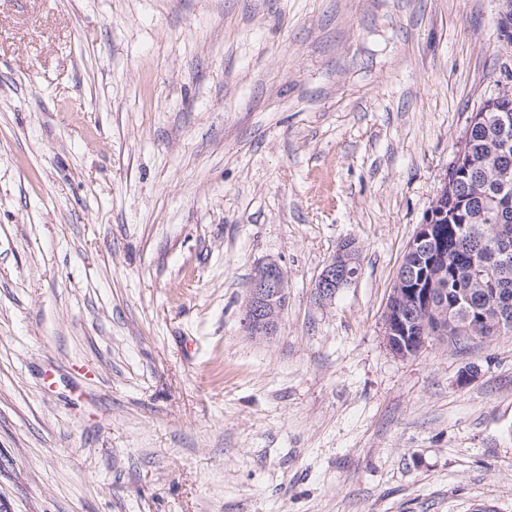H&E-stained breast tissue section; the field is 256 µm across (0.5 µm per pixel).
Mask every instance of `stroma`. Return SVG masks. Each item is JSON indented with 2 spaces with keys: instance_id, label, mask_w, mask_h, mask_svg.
Here are the masks:
<instances>
[{
  "instance_id": "1",
  "label": "stroma",
  "mask_w": 512,
  "mask_h": 512,
  "mask_svg": "<svg viewBox=\"0 0 512 512\" xmlns=\"http://www.w3.org/2000/svg\"><path fill=\"white\" fill-rule=\"evenodd\" d=\"M499 10L0 0V512H512V333L384 337ZM359 250L353 242L341 245L330 257L314 285V300L322 305L335 298L336 292L355 279L360 270ZM288 299V278L275 261L258 265L251 277L244 326L249 336L269 338L279 328Z\"/></svg>"
}]
</instances>
